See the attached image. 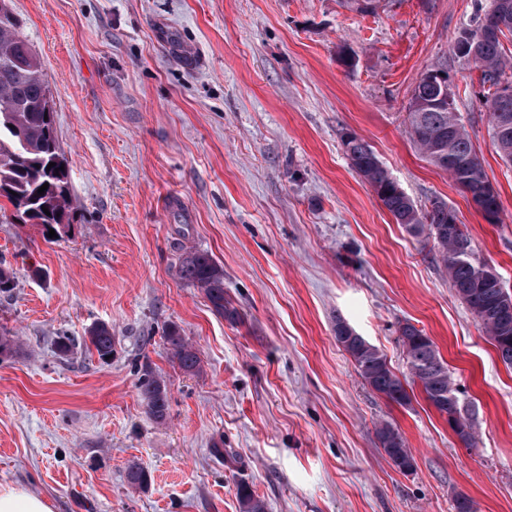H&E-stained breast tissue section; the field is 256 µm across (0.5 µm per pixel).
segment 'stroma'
<instances>
[{
	"label": "stroma",
	"instance_id": "obj_1",
	"mask_svg": "<svg viewBox=\"0 0 512 512\" xmlns=\"http://www.w3.org/2000/svg\"><path fill=\"white\" fill-rule=\"evenodd\" d=\"M52 94L74 203L63 238L0 219V486L52 512H512V368L456 295L432 243L409 235L353 171L341 136L373 148L417 206L439 197L512 289V167L493 144L489 92L452 45L475 0H10ZM354 57L353 67L341 59ZM447 67L455 107L499 195L487 223L410 139L406 109ZM208 252L241 314L232 324L180 282ZM344 319L397 374L400 323L430 336L476 436L465 447L408 385L386 400L336 341ZM112 327L108 361L89 327ZM196 347L173 362L165 331ZM76 341L68 354L58 337ZM161 375L156 421L139 386ZM389 423L415 459L380 448ZM222 455H215V448ZM150 475L128 484L130 464ZM172 356L179 368L185 373H196L200 370V358L196 348L177 328H170L165 335Z\"/></svg>",
	"mask_w": 512,
	"mask_h": 512
}]
</instances>
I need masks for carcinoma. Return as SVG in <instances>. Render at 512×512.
<instances>
[{
	"mask_svg": "<svg viewBox=\"0 0 512 512\" xmlns=\"http://www.w3.org/2000/svg\"><path fill=\"white\" fill-rule=\"evenodd\" d=\"M512 36V0H491V7L477 3L473 24L456 38L455 58L480 70V83L492 90L487 100L493 130V142L500 158L512 164V111L509 122H500V97L495 89L512 84L507 71L512 55L504 51L502 39ZM449 77L424 76L412 91L407 112V129L415 146L434 167L448 173L465 194L478 193L487 181L482 158L455 107L440 99L441 85ZM49 85L40 60L20 31V21L8 5L0 10V99L13 103L9 112H0V199L14 208L21 224L41 227L43 236L54 230L67 233L71 222L72 195L66 160L54 129V112L46 100ZM350 166L371 186L396 223L416 236L433 242L438 262L448 271V281L456 295L490 336L501 361L512 367V317L502 321L495 307L512 292L500 288L499 274L479 265L482 260L465 225L458 222L454 210L435 198L424 209L418 207L391 176L372 147L351 133L342 138ZM55 166L48 167L49 163ZM48 184L44 194L38 189ZM490 224L500 223L497 192H492L481 210ZM178 276L186 285L199 289L213 311L230 323L239 320V311L224 295V269L209 253L188 250L179 257ZM406 366L412 382L418 384L426 400L439 413L460 404L458 389L448 365L435 343L415 325L398 327ZM172 356L185 373L200 370L196 348L180 330L170 328L165 335ZM83 346L96 352L101 360L112 355V327L105 323L91 326ZM358 375L373 391L386 399L407 405L410 396L403 381L390 367L379 349H370L352 341L343 346ZM143 400L150 415L163 420L168 414L167 387L152 371L143 373L140 382ZM379 447L390 458L414 460L406 439L398 428L386 423L377 430ZM240 512H266L264 500L251 488H237Z\"/></svg>",
	"mask_w": 512,
	"mask_h": 512,
	"instance_id": "obj_1",
	"label": "carcinoma"
}]
</instances>
